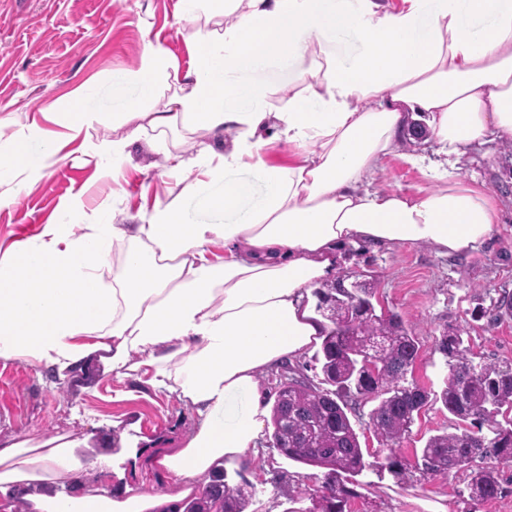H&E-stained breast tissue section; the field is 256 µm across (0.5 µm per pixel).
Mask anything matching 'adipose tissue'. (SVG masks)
Returning <instances> with one entry per match:
<instances>
[{
  "label": "adipose tissue",
  "mask_w": 512,
  "mask_h": 512,
  "mask_svg": "<svg viewBox=\"0 0 512 512\" xmlns=\"http://www.w3.org/2000/svg\"><path fill=\"white\" fill-rule=\"evenodd\" d=\"M188 67L159 42L137 68L114 73L134 97L115 112L88 108L86 91L68 104L62 131L32 124L0 149V204L54 170L65 146L94 126L113 135L100 162L126 160L132 139L150 135L170 170L186 159L168 130L231 133L224 153L194 160L202 179L176 184L136 224H48L12 242L0 258V359L53 369H101L146 378L157 391L196 407L193 437L142 456L173 481L164 494L54 486L93 471L112 455L65 436L0 441V512L13 488L37 486L34 512H157L198 493L220 460L248 462L265 427L264 372L304 354L328 329L310 307L337 273L347 244L424 245L450 254L492 240L496 197L457 180L470 148L487 137L512 142V0H179ZM285 61L292 90L255 79ZM167 98L168 108L151 104ZM424 121L442 161L409 156L436 187L418 193L368 188L411 123ZM295 155L263 157L264 128ZM38 141L37 154L28 151ZM193 198L223 214L189 223ZM223 241V261L208 249ZM117 259H110V252ZM112 265L104 286L103 263Z\"/></svg>",
  "instance_id": "obj_1"
}]
</instances>
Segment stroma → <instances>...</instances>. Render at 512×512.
Returning <instances> with one entry per match:
<instances>
[{"label":"stroma","mask_w":512,"mask_h":512,"mask_svg":"<svg viewBox=\"0 0 512 512\" xmlns=\"http://www.w3.org/2000/svg\"><path fill=\"white\" fill-rule=\"evenodd\" d=\"M177 9L178 0H0V118L10 121L0 135L44 123L45 111H66L70 93L81 86L92 91L90 108L112 111L118 105L113 71L137 67L148 41L161 40L181 66H188L185 34L173 23ZM146 15L153 23L148 32L140 23ZM111 135V128L94 127L87 140L70 145L69 155L52 174L0 206V244L35 236L43 225L62 221L135 224L156 199L166 198L175 180L166 175L161 155L146 139L130 144V160L120 164L117 176L106 175L90 161L94 146ZM439 148L434 136L417 140L404 135L398 151L369 177L370 186L404 193L434 187V180L406 157L419 154L435 162ZM459 180L496 195L504 209V222L489 243L450 255L409 244H351L341 268L342 274L373 281L374 305L416 328L422 346L414 377L435 392L441 390L447 369L434 340L448 327L467 332L477 358L512 362V318L497 321L489 313L473 314L475 295L512 291V157L492 142L473 149L462 161ZM62 387L68 397L59 396ZM454 423L441 404L425 407L402 442L404 455L413 457L428 436ZM197 426L191 405L133 377L92 371L61 383L51 379L49 370L25 361H0V439L41 441L70 435L89 437L95 446L107 443L113 468L104 478L87 475L93 487L168 491L171 482L165 472H133L127 451L146 448L159 438L169 447H182ZM226 472L230 484L244 480L252 485L246 512H303L321 474L265 443L249 463L227 466ZM360 480L362 497L355 501L354 512H430L439 505L447 512L464 510L462 470L434 477L417 472L408 485L371 472Z\"/></svg>","instance_id":"obj_1"}]
</instances>
